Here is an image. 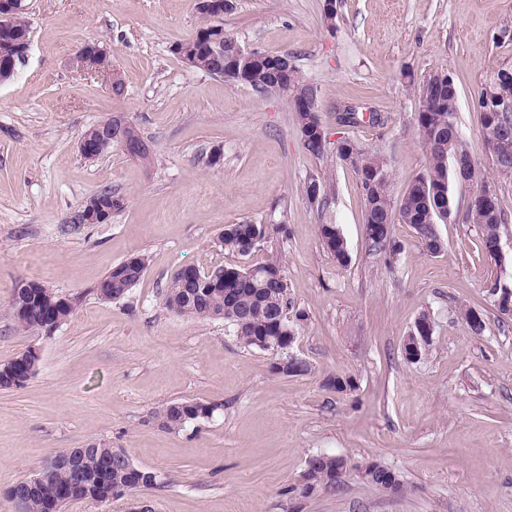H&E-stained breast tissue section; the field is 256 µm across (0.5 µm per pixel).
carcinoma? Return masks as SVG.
Instances as JSON below:
<instances>
[{
    "mask_svg": "<svg viewBox=\"0 0 512 512\" xmlns=\"http://www.w3.org/2000/svg\"><path fill=\"white\" fill-rule=\"evenodd\" d=\"M27 33L29 24L26 13L15 15L9 38H0V57L8 58L15 54L16 43L22 41ZM212 64L209 48L203 45L188 57L190 67L207 74L212 71ZM404 77L420 103L415 132L428 155L426 174L417 177L402 198L395 202L389 191L388 163L381 154L367 150L354 141L337 146L335 152L336 159L350 164L359 175L365 195V232L369 249L389 264L400 251V245L392 236L395 222L411 225L423 248L430 254H436L444 248V241L437 230L438 221L448 218L452 212L450 207L439 206L437 200H452L450 184L453 181L476 182L481 179V172L473 161L462 177L456 174L452 165L454 156H469L457 125L456 89L447 87L441 96H433L425 90L422 82L414 79L412 73L407 72ZM273 80L267 67L254 64L249 74L253 90L267 93ZM309 88V82L296 67L280 75L279 95L288 103L303 148L322 157L328 153L329 141L327 135L321 134L323 126L319 115L299 108V101L305 98ZM483 128L487 141L495 144L497 164L512 168V112L483 113ZM124 140L127 152L144 160L149 158L148 149L133 128L125 130ZM302 192L310 205L320 211L327 208L328 197L323 180L309 179L304 183ZM467 217L470 223L482 228L485 252L493 255L499 242L500 226L507 223L500 199H495L494 205L487 209L479 195H474L467 207ZM286 232L287 226L282 222L226 224L218 242L224 250L245 258L249 256L245 251L249 240L257 237L266 241ZM319 232L323 249L337 265H347L350 256L339 226L329 220L319 225ZM148 267L149 258L145 254L137 255V267L129 271L125 270L124 263L116 264L98 284V295L104 300L126 296ZM190 271L189 277L178 271L171 276L163 294V305L167 309L192 320L224 321L245 346L280 353L276 370L286 376L308 371L307 363L288 354V337L299 335L306 315L299 311L295 319H288V282L281 257L272 254L266 261L251 266L228 265L207 272L192 267ZM40 291L53 296L55 305L36 303L26 317L14 319L15 330L22 335L52 332L46 321L45 309L51 308V320L61 325L74 314L80 301V297L70 295L67 301L60 302L54 296V291L43 285ZM213 411L214 407L200 402L190 401L185 406L181 401H170L155 410L154 418L162 428L176 432L198 420L197 413L209 417ZM111 448L112 443L94 439L86 448H64L52 454L54 458L79 455L86 483L81 487L73 485L70 471L64 468L48 471L46 484L39 496L33 499L30 512H43L44 497L61 492L70 494L76 502H102L107 496L99 485L101 481L109 482L113 489L126 487L131 494L156 486L154 474L141 481L128 475L120 467L119 461L108 462L105 454ZM347 466L348 461L342 457L319 454L309 459L303 479L309 488L326 490ZM357 469L365 483L379 489L392 482L401 484L396 472L375 460H368Z\"/></svg>",
    "mask_w": 512,
    "mask_h": 512,
    "instance_id": "cac0c4a2",
    "label": "carcinoma"
}]
</instances>
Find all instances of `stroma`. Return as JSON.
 <instances>
[{
  "mask_svg": "<svg viewBox=\"0 0 512 512\" xmlns=\"http://www.w3.org/2000/svg\"><path fill=\"white\" fill-rule=\"evenodd\" d=\"M224 32L242 47L288 52L317 94L326 131L380 152L400 199L428 167L415 134L418 102L402 76L447 73L467 149L512 216V183L491 177L479 92L512 69V0H230ZM30 49L0 83V363L34 347L38 373L0 389V492L34 477L59 448L111 442L155 488L68 512H512V317L490 291L512 281V223L500 229L502 261L465 221L480 185H451L445 242L426 252L413 228L393 224L402 245L392 265L366 245L359 177L333 155L305 151L287 103L193 69L173 51L201 24L195 0H26ZM107 48L123 79L113 94L98 73L73 67L86 42ZM343 105L378 122L342 126ZM109 117L129 122L150 163L114 147L89 160L78 141ZM221 148L223 159L209 157ZM324 179L329 211L351 260L323 251L322 219L302 193ZM111 190L122 208L105 224H67L90 196ZM286 222L251 262L281 255L290 311L308 315L293 354L307 373H274V352L244 346L223 321H193L165 308L170 275L184 266L239 264L224 251V225ZM150 266L121 299L96 285L134 254ZM80 295L53 333L15 332L19 281ZM466 305L486 327L473 335ZM434 322L428 351L403 344L421 314ZM332 376L352 379L346 393ZM214 406L211 417L171 432L153 418L168 401ZM344 457L336 488L299 492L310 456ZM376 459L402 492L365 483L355 466Z\"/></svg>",
  "mask_w": 512,
  "mask_h": 512,
  "instance_id": "1",
  "label": "stroma"
}]
</instances>
